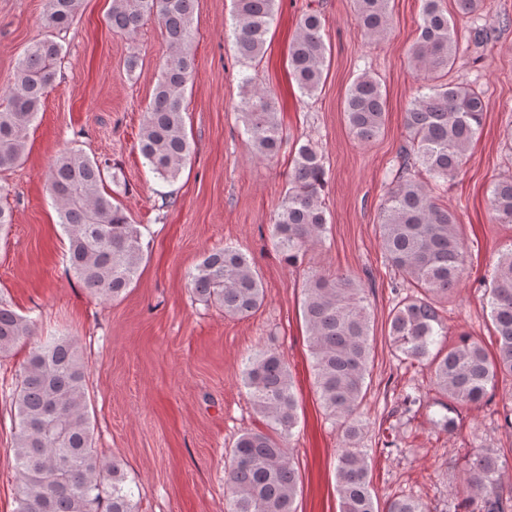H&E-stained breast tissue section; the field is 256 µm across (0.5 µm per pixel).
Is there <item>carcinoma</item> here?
<instances>
[{"instance_id":"1","label":"carcinoma","mask_w":512,"mask_h":512,"mask_svg":"<svg viewBox=\"0 0 512 512\" xmlns=\"http://www.w3.org/2000/svg\"><path fill=\"white\" fill-rule=\"evenodd\" d=\"M390 0H356L355 21L368 37L387 31ZM80 0H45L43 39L28 46L19 60L7 107L0 110V171L20 165L30 126L45 94L57 79L60 47L52 39L68 29ZM482 0H457L470 18L459 29L440 0H423L421 23L409 55L419 81L417 96L405 112L407 142L388 171L380 211V237L388 265L418 295L392 308L389 337L401 360L427 363L433 388L457 407L482 403L505 375L512 377V250L503 254L485 296L498 356L491 360L477 341L462 339L440 348L448 336L436 298L446 297L461 281L465 250L459 220L437 202L426 174L435 183L457 176L470 144L483 124L481 92L440 81L459 56L461 41L483 45L493 29L474 15ZM229 37L244 63L261 59L278 13V0H233ZM194 0H112L108 27L133 36L144 18L155 15L170 48L143 115L139 151L159 178L175 181L191 157L185 128L184 93L194 59L191 23ZM321 16L302 15L290 44L288 62L302 93L314 95L322 83L329 49ZM246 94L237 106L254 157H274L282 131L276 102L259 78L242 79ZM344 114L361 143L376 139L386 122V97L380 82L365 72L349 87ZM106 165L82 150H63L44 173L46 193L68 238V264L89 294L100 300L120 297L133 283L142 262V232L125 209L104 191ZM327 171L310 144L296 151L288 193L272 224L275 246L288 260L322 242L327 218L320 200ZM489 203L502 224L512 223V176L492 184ZM194 293L244 318L264 300L253 259L226 245L204 255L190 273ZM316 389L326 418L340 432L336 453V492L340 512H431L427 503L395 496L379 507L374 500L360 406L371 358L370 319L365 289L354 278L314 275L304 289ZM36 320L0 300V357L35 333ZM242 378L256 413L268 430L243 432L232 448L227 475V512H296L298 473L287 446L298 425V398L288 364L280 353L259 349L244 363ZM16 409L14 471L20 492L13 512H136L133 488L123 464L103 459L94 446L86 397V367L76 343L49 337L30 353L21 381L12 390ZM507 458L487 447L465 472L464 491L454 512H512L501 480Z\"/></svg>"}]
</instances>
